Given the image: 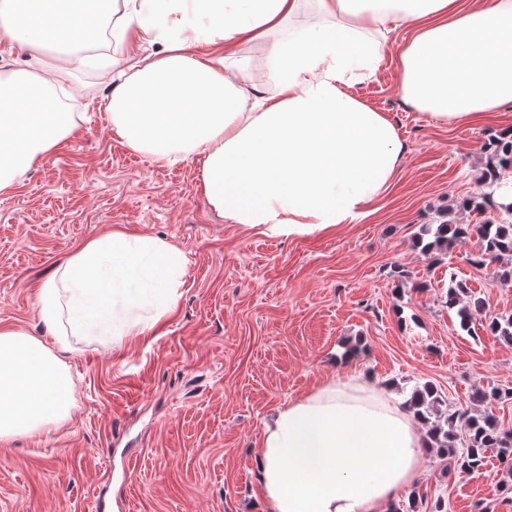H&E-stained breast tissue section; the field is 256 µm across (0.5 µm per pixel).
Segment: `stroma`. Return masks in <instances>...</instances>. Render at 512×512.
Segmentation results:
<instances>
[{
  "label": "stroma",
  "instance_id": "35a3bbf8",
  "mask_svg": "<svg viewBox=\"0 0 512 512\" xmlns=\"http://www.w3.org/2000/svg\"><path fill=\"white\" fill-rule=\"evenodd\" d=\"M85 119L57 152L0 193V330L42 340L37 294L88 239L118 226L176 244L187 259L175 309L146 335L75 340L63 356L76 406L47 434L0 444V512H263L252 459L263 422L332 373L394 389L429 380L482 411L476 390L512 388V345L484 328L512 314V281L470 262L476 236L442 260L415 247L424 224L502 222L477 211L484 144L512 131V105L437 123L404 110L392 56L355 90L399 127L406 151L368 216L336 233L269 239L212 212L186 160L155 162L114 138L107 76L80 71ZM481 297L471 331L449 307L448 276ZM512 512V476L488 456L466 474L421 453L402 512Z\"/></svg>",
  "mask_w": 512,
  "mask_h": 512
}]
</instances>
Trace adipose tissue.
Here are the masks:
<instances>
[{
  "mask_svg": "<svg viewBox=\"0 0 512 512\" xmlns=\"http://www.w3.org/2000/svg\"><path fill=\"white\" fill-rule=\"evenodd\" d=\"M305 1L112 0L109 10L114 51L158 47L118 70L105 98L113 134L161 164L196 159L210 208L274 239L336 232L387 192L401 161L397 129L352 87L383 59L391 25L411 26L395 54L406 105L451 122L512 103V0H309L321 22L280 39ZM61 25L73 47L64 60L0 80V193L77 126L63 104L38 119L31 92L82 96L74 72L98 67L101 46L68 0H41L33 13L0 0L2 51H41ZM245 43L271 61L273 92L235 66ZM184 266L176 244L119 228L70 254L37 296L52 343L0 331V443L65 421L72 338L144 335L177 305ZM119 300L127 315L116 314ZM427 441L390 388L345 372L264 422L253 465L267 512H384L413 481Z\"/></svg>",
  "mask_w": 512,
  "mask_h": 512,
  "instance_id": "adipose-tissue-1",
  "label": "adipose tissue"
}]
</instances>
